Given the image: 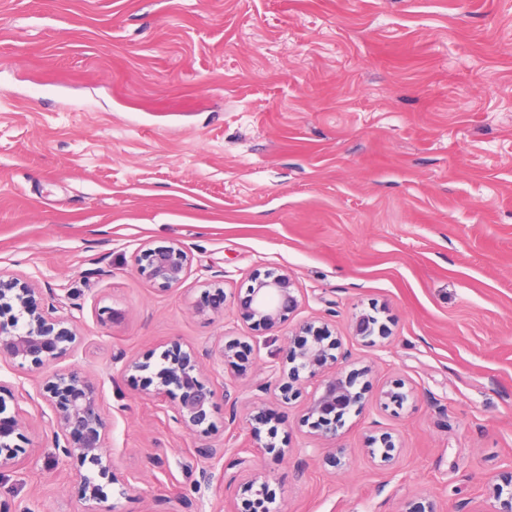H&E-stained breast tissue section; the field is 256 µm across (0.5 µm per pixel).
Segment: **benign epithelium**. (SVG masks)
<instances>
[{
  "label": "benign epithelium",
  "instance_id": "obj_1",
  "mask_svg": "<svg viewBox=\"0 0 512 512\" xmlns=\"http://www.w3.org/2000/svg\"><path fill=\"white\" fill-rule=\"evenodd\" d=\"M138 269L149 281L170 289L180 285L191 267V257L185 247L179 244L140 249ZM226 295L218 287L215 292H204L197 305L200 314L208 311L224 312ZM236 320L259 328L273 331L288 321L289 315L300 307L299 289L287 274L267 271L256 273L244 295L234 297ZM62 305L53 293L43 297L41 289L33 281L5 276L0 272V361L18 371L27 366L36 369L46 367L75 353L78 336L69 324L73 315L59 314ZM354 334L364 340L387 335L384 324L370 314L362 313L353 322ZM251 348L239 339L223 345L220 351L224 366L238 367V348ZM339 342L332 337L327 325L306 320L300 324L294 338L288 342V361L292 367L283 373L270 366V380L259 386V392L274 397L287 405L301 393L302 385L313 384V390L304 407V422L318 435L329 442L336 441L344 416L352 411L361 412L364 388L357 386L358 374L345 373L342 365L348 363L349 355L338 356L332 351L339 348ZM162 366L145 378L143 390L158 401L167 404L171 411L169 419L188 431L208 435L213 431L210 410L216 391L207 380L203 364L195 351L182 348L173 342L161 354ZM35 393L24 391L16 399L13 414L4 416L6 401L0 396V471L14 469L32 461V449L27 447L26 410L22 401L44 400L51 412L48 426L53 437V457L64 463L90 465L87 474H79V493L83 500L94 504L88 512H114V508H101L107 500L105 487L117 485L120 494L131 489L128 478L115 472L112 458L105 451L108 424L98 403L99 383L77 367L54 371L34 383ZM410 393L401 387L381 393L379 404L402 407ZM250 418L253 426L250 432L258 436V425H267L275 419V413L265 408L264 399ZM381 443V458L388 462L395 449L389 435L379 438L371 436L368 444L371 452L374 445ZM207 466L199 470V479L194 489L199 497L213 485L214 480H224L227 470H234L228 484H238L250 494L249 509L246 512H283V508H272L276 499L269 481L257 471V463L251 456L208 444L196 449ZM221 465L220 475H215L216 465ZM489 497L499 502L494 512H512V470L503 473L499 481L488 488Z\"/></svg>",
  "mask_w": 512,
  "mask_h": 512
}]
</instances>
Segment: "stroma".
Segmentation results:
<instances>
[{
    "instance_id": "stroma-1",
    "label": "stroma",
    "mask_w": 512,
    "mask_h": 512,
    "mask_svg": "<svg viewBox=\"0 0 512 512\" xmlns=\"http://www.w3.org/2000/svg\"><path fill=\"white\" fill-rule=\"evenodd\" d=\"M180 243L186 279H145L143 244ZM0 270L52 290L99 381L106 451L132 488L116 512H184L195 450L256 442L246 421L292 324L331 326L365 370V409L332 461L303 399L276 407L289 454L259 468L286 512H441L495 503L512 468V0H0ZM301 294L278 332L234 322L253 274ZM221 315L197 313L205 283ZM122 311L103 325L97 310ZM391 334L364 342L355 314ZM253 336L243 369L210 374L211 435L173 423L121 374L171 341L198 354ZM414 388L403 409L381 390ZM25 402L37 466L0 473L19 512H87ZM388 432L391 461L366 438ZM298 448L317 449L299 460Z\"/></svg>"
}]
</instances>
